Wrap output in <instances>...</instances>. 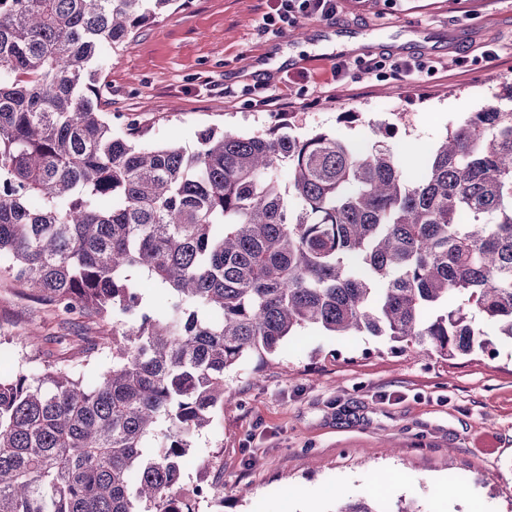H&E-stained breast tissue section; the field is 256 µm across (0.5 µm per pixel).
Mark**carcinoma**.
Here are the masks:
<instances>
[{
  "mask_svg": "<svg viewBox=\"0 0 512 512\" xmlns=\"http://www.w3.org/2000/svg\"><path fill=\"white\" fill-rule=\"evenodd\" d=\"M172 2L0 0V280L109 326L0 378V512H198L183 463L225 375L305 331L444 360L495 354L482 321L512 340V109L412 174L383 125L368 149L276 119L192 152L115 133L94 78Z\"/></svg>",
  "mask_w": 512,
  "mask_h": 512,
  "instance_id": "cac0c4a2",
  "label": "carcinoma"
}]
</instances>
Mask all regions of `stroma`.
Instances as JSON below:
<instances>
[{"instance_id": "1", "label": "stroma", "mask_w": 512, "mask_h": 512, "mask_svg": "<svg viewBox=\"0 0 512 512\" xmlns=\"http://www.w3.org/2000/svg\"><path fill=\"white\" fill-rule=\"evenodd\" d=\"M268 10V0H175L98 73L113 129L133 123L189 151L209 126L259 131L272 116L247 89L261 81L300 132L366 146V121L339 115L381 114L411 167L463 115L512 106V0H343L333 32L319 18L273 32ZM343 40L354 50L341 52ZM408 56L433 70L403 82L354 65L345 80L334 73L342 58ZM483 329L496 357L445 361L384 337L308 331L268 362L248 358L226 377L234 401L194 441L184 483L213 488L199 512H334L340 492L421 512H512V341ZM103 332L0 281V351L12 358L1 376L32 354L30 335L60 337L65 353L70 336Z\"/></svg>"}]
</instances>
